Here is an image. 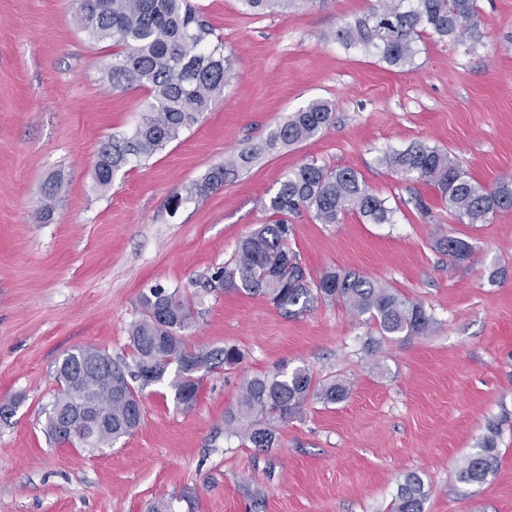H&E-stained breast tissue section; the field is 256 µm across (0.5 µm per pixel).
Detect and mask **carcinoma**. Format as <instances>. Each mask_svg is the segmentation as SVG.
Wrapping results in <instances>:
<instances>
[{
  "label": "carcinoma",
  "instance_id": "cac0c4a2",
  "mask_svg": "<svg viewBox=\"0 0 512 512\" xmlns=\"http://www.w3.org/2000/svg\"><path fill=\"white\" fill-rule=\"evenodd\" d=\"M255 15H288V10L316 0H242ZM380 6L336 30V41L379 55L391 67L413 64L416 44L430 35L451 40L471 51L481 38L478 0H379ZM81 29L95 40L110 38L121 50L112 54L107 74L115 90L144 88L148 100L129 137H112L100 146L93 180L101 190L130 157L149 159L195 125L201 114L235 77L233 62L222 42H213V29L188 0H74ZM334 104L315 99L269 134L267 145H294L311 139L333 120ZM380 164L405 180L432 185L459 224H484L512 211V180L488 188L464 172L447 151L413 143L380 159ZM269 220L250 231L233 257L214 276L219 286L262 297L288 316L311 311L320 303H342L358 315L369 316L384 338L424 336L433 318L424 307L398 291L359 274L330 268L314 277L288 242L290 217L307 213L317 224H338L352 212L372 224H390L395 209L376 195L365 180L347 168L305 163L289 172L266 204ZM455 264L466 260L471 244L451 235L437 242ZM198 315L196 296L155 285L140 297V317L129 331L132 362L103 353L99 364L87 367L79 352L59 363V389L47 417L48 436L58 443L103 448L132 434L141 422L140 397L145 390L142 368L154 365L152 383H167L177 408L195 405L203 377L241 359L230 347L190 346L183 332ZM88 386L97 389L99 422L72 435L59 429L56 408L74 404ZM347 383L317 381L307 367H282L244 380L235 408L226 412L224 430L257 448L278 443L279 426L301 418L307 405L344 401ZM499 422H490L464 460L458 478L481 484L499 460ZM427 492L416 472L398 484L391 512H424Z\"/></svg>",
  "mask_w": 512,
  "mask_h": 512
}]
</instances>
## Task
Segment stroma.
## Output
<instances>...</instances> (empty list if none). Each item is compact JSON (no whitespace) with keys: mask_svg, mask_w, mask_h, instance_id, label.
Here are the masks:
<instances>
[{"mask_svg":"<svg viewBox=\"0 0 512 512\" xmlns=\"http://www.w3.org/2000/svg\"><path fill=\"white\" fill-rule=\"evenodd\" d=\"M191 2L236 76L193 127L131 159L101 191L96 153L133 130L146 90L113 89V42L80 29L71 0H0V404L19 402L0 421V512H390L410 471L425 482L424 512H512V212L454 223L432 186L379 163L421 141L486 186L512 179V0H479L475 51L427 37L402 71L335 40L376 0H315L285 17L249 15L242 0ZM316 98L335 104L332 124L266 148L270 131ZM252 147L261 155L238 162ZM232 159L221 185L172 208L174 193ZM312 160L356 171L396 213L390 224L295 218L302 265L314 276L347 269L422 303L435 320L427 335L380 337L340 303L291 317L209 288L267 222L285 175ZM448 234L473 247L455 266L435 247ZM155 284L199 294L188 342L237 347L241 361L205 375L187 412L166 384L147 387L139 427L112 446L50 441L58 362L85 347L130 357L139 297ZM281 365L344 380L350 394L310 402L268 451L225 433L243 380ZM497 420L495 474L461 483L464 458Z\"/></svg>","mask_w":512,"mask_h":512,"instance_id":"stroma-1","label":"stroma"}]
</instances>
